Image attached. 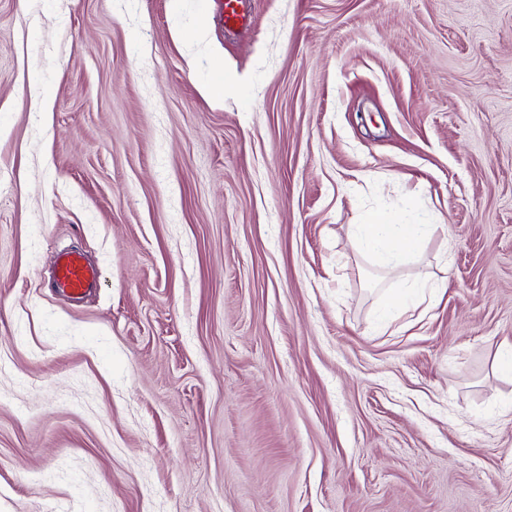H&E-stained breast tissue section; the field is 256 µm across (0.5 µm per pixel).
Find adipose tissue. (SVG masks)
<instances>
[{"label":"adipose tissue","instance_id":"ef3b65f1","mask_svg":"<svg viewBox=\"0 0 512 512\" xmlns=\"http://www.w3.org/2000/svg\"><path fill=\"white\" fill-rule=\"evenodd\" d=\"M431 230L427 224H398L374 214L366 223L357 225L355 247L375 257L386 271H395L413 257V244Z\"/></svg>","mask_w":512,"mask_h":512}]
</instances>
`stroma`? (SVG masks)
Segmentation results:
<instances>
[{
	"mask_svg": "<svg viewBox=\"0 0 512 512\" xmlns=\"http://www.w3.org/2000/svg\"><path fill=\"white\" fill-rule=\"evenodd\" d=\"M0 512H512V0H0ZM222 2L220 21L224 28L232 30L243 27L249 15L250 0H217ZM430 224H398L379 215H371L365 224H358L355 248L375 257L379 265L391 273L413 257V243L425 237ZM98 272L84 253L76 249L58 251L54 258L53 281L56 291L69 299H82L96 286Z\"/></svg>",
	"mask_w": 512,
	"mask_h": 512,
	"instance_id": "stroma-1",
	"label": "stroma"
}]
</instances>
